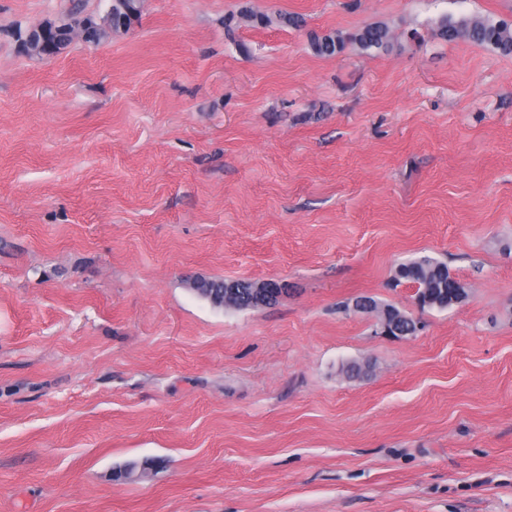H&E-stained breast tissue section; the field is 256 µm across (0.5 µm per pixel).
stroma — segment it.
<instances>
[{
  "mask_svg": "<svg viewBox=\"0 0 512 512\" xmlns=\"http://www.w3.org/2000/svg\"><path fill=\"white\" fill-rule=\"evenodd\" d=\"M69 8L0 0V512H512V55L439 31L512 0H143L21 49ZM421 252L465 302L392 285ZM108 2L104 10L99 13L92 12L91 15L96 16L97 23L86 32L85 42L98 44L103 40L102 33L106 27H112L113 23H118V17L127 18L130 24L139 18L141 3L136 0H104ZM111 1H116L112 3ZM113 9L110 8L112 5ZM391 39L389 31L381 26H368L349 38L363 50L387 49L391 45ZM235 284L237 288L228 297V302H224V308L245 310L260 307L257 303L253 302L254 294L256 293L254 283L237 281ZM369 300L371 301L372 306L364 312L373 313L378 321L387 319L389 321L396 320L404 323L401 325H395L394 328L390 329L392 336H413L416 334L418 331V322L408 316L404 311L394 305H380L373 299ZM395 330H397L399 334L395 333Z\"/></svg>",
  "mask_w": 512,
  "mask_h": 512,
  "instance_id": "obj_1",
  "label": "stroma"
}]
</instances>
